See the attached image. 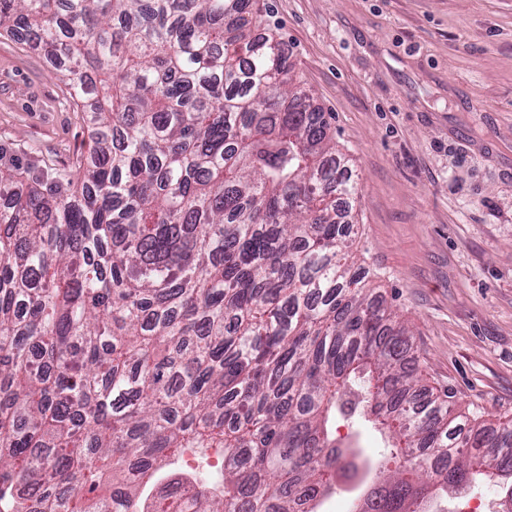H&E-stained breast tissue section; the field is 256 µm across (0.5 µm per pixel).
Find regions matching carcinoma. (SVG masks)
<instances>
[{
	"label": "carcinoma",
	"mask_w": 512,
	"mask_h": 512,
	"mask_svg": "<svg viewBox=\"0 0 512 512\" xmlns=\"http://www.w3.org/2000/svg\"><path fill=\"white\" fill-rule=\"evenodd\" d=\"M260 0H0L89 113L76 183L0 167V512H512V419L449 416L348 263L357 182ZM356 418L387 439L361 457ZM185 448L222 481L140 490ZM336 438L344 442H352L357 448H361L363 454L368 457H376L383 450L381 436L371 430L362 427H351L347 422L339 421L336 424ZM353 483H341L336 485V489L325 500L321 507L322 512H345L351 507V500L357 493V486L353 488ZM499 488H479L475 490H467L462 494H456L448 498V503H443L442 507L448 508V512H476L478 505L475 502H481V507L477 512H494L496 510V498ZM448 504V506H447Z\"/></svg>",
	"instance_id": "cac0c4a2"
}]
</instances>
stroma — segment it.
Returning <instances> with one entry per match:
<instances>
[{
  "label": "stroma",
  "mask_w": 512,
  "mask_h": 512,
  "mask_svg": "<svg viewBox=\"0 0 512 512\" xmlns=\"http://www.w3.org/2000/svg\"><path fill=\"white\" fill-rule=\"evenodd\" d=\"M358 193L355 262L454 413L512 418V0H264ZM91 125L36 48L0 37V166L51 180ZM220 451L165 474L217 479Z\"/></svg>",
  "instance_id": "35a3bbf8"
}]
</instances>
